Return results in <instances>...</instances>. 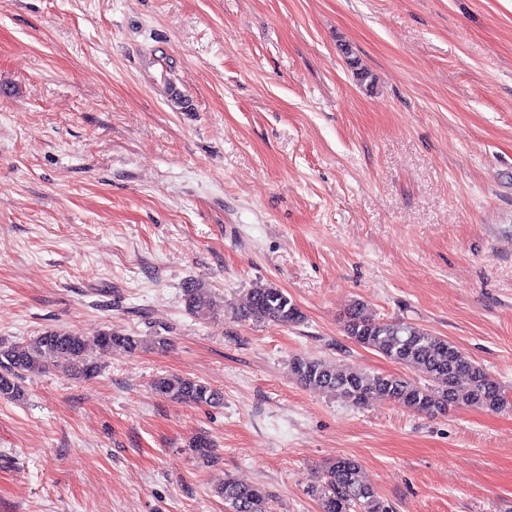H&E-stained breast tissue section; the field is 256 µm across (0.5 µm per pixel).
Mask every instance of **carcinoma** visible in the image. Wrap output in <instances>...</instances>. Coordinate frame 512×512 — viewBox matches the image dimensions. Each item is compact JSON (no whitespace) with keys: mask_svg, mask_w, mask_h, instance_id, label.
I'll return each instance as SVG.
<instances>
[{"mask_svg":"<svg viewBox=\"0 0 512 512\" xmlns=\"http://www.w3.org/2000/svg\"><path fill=\"white\" fill-rule=\"evenodd\" d=\"M184 302L193 317H207L210 303L200 286L185 288ZM234 316L285 326L304 321L297 305L271 285L252 288L246 305L234 310ZM345 332L356 343L409 368L424 383L396 374L342 368L321 358L295 356L290 371L299 384L356 406L379 398L428 415L463 407L492 412L512 407L504 389L480 364L447 339L414 323L382 321L357 304L348 312ZM148 345L162 348L167 339L157 336L147 340L109 330L91 341L79 332L58 330L45 331L24 345L0 338V398L23 400L21 381L28 374L65 364L88 376L98 370L92 359L94 351L119 348L133 353ZM152 387L158 395L180 403L209 407L223 403L218 390L193 377L162 375L153 379ZM192 448L202 461H212L213 444L207 435L195 436ZM216 492L224 499V512H272L271 495L257 486L227 476ZM311 493L319 501L320 512H389V506L363 480L360 464L350 457L336 458L311 486Z\"/></svg>","mask_w":512,"mask_h":512,"instance_id":"1","label":"carcinoma"}]
</instances>
